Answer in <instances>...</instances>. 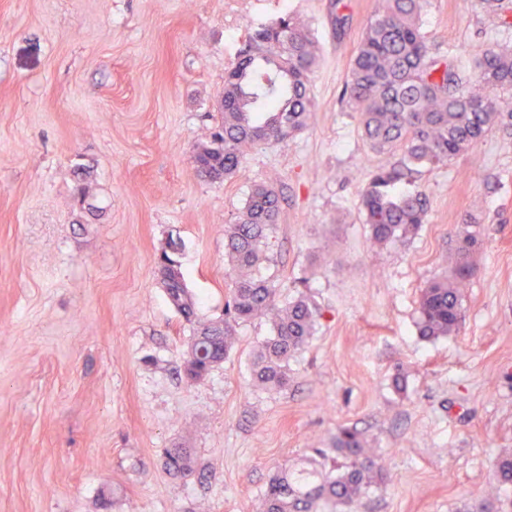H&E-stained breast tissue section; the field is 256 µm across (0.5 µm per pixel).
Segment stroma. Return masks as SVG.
<instances>
[{
	"label": "stroma",
	"instance_id": "stroma-1",
	"mask_svg": "<svg viewBox=\"0 0 512 512\" xmlns=\"http://www.w3.org/2000/svg\"><path fill=\"white\" fill-rule=\"evenodd\" d=\"M383 6L0 0V512H259L269 478L342 427L362 433L385 475L355 512H512V484L494 473L512 453V133L425 170L409 186L429 201L424 224L375 245L360 193L391 157L371 150L341 96ZM290 14L320 49L309 126L256 146L223 182L200 178L193 150L219 121L226 70L252 29ZM422 19L467 75L512 42L480 0H424ZM261 184L281 202L254 274L322 317L285 389L252 379L262 318L190 381L191 330L159 255L180 240L199 315L223 317L224 229ZM470 230L460 328L421 340L422 291L451 273ZM178 447L195 476L166 470Z\"/></svg>",
	"mask_w": 512,
	"mask_h": 512
}]
</instances>
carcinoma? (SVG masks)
Returning a JSON list of instances; mask_svg holds the SVG:
<instances>
[{"label":"carcinoma","mask_w":512,"mask_h":512,"mask_svg":"<svg viewBox=\"0 0 512 512\" xmlns=\"http://www.w3.org/2000/svg\"><path fill=\"white\" fill-rule=\"evenodd\" d=\"M421 4L385 0L358 45L345 89L346 105L360 113L370 146L379 153L401 150L395 162L374 172L361 193L371 240L380 245L410 239L427 216L426 197L398 191L400 183L468 152L493 127H512V96L502 94L512 90V44L486 50L475 62L471 80L449 67L439 47L423 33ZM316 64L314 42L297 18L289 15L254 28L238 62L224 75L220 131L195 147L198 175L222 182L235 173L249 149L283 142L306 128L314 112L310 84ZM279 210L278 191L257 186L238 222L224 229V249L236 278L221 319L198 315L176 258L180 242L171 240L162 252V287L192 326L184 361L189 380H203L227 359L240 324L265 317L271 335L255 353L253 381L263 389L288 387V359L314 336L321 312L304 294L280 300L279 288L249 274L261 259ZM476 242L472 233L459 238L453 275L422 292L416 322L421 339L436 340L459 329L461 291ZM330 451L332 465L324 471L310 465L275 475L264 490L260 512H324L329 504L334 512H351L384 482L355 429L340 428ZM165 465L183 478L196 471L185 448L168 452ZM496 473L498 482H512V454L497 458Z\"/></svg>","instance_id":"1"}]
</instances>
